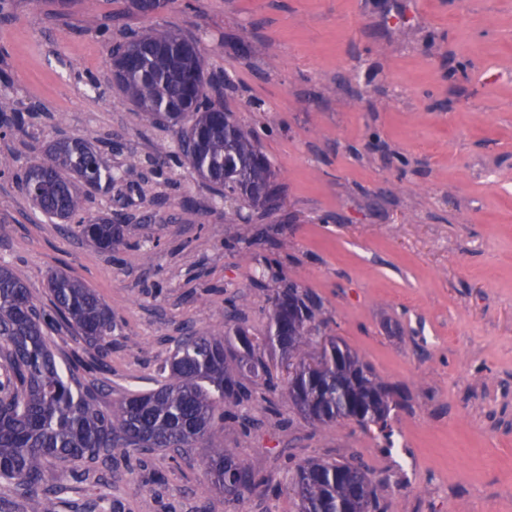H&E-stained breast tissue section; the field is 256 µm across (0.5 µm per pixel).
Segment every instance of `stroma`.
<instances>
[{"label": "stroma", "instance_id": "stroma-1", "mask_svg": "<svg viewBox=\"0 0 512 512\" xmlns=\"http://www.w3.org/2000/svg\"><path fill=\"white\" fill-rule=\"evenodd\" d=\"M0 95L32 113L0 132V263L51 309L50 271L112 310L107 356L47 331L59 357L103 358L104 406L153 387L186 328L210 330L235 300L265 342L280 280L321 299L326 332L411 392L390 419L394 447L352 421L320 426L282 406L285 427L216 437L267 481L225 501L202 449L119 450L112 467L47 462L57 512H298L291 463L352 460L385 512H512V0H169L154 17L91 30L82 0H9ZM153 25L195 35L224 77V109L258 133L281 188L267 216L226 204L190 169L147 163L174 128L114 85L111 40ZM80 136L115 179L84 202L126 242L101 251L45 216L15 170ZM271 230L283 265L261 277Z\"/></svg>", "mask_w": 512, "mask_h": 512}]
</instances>
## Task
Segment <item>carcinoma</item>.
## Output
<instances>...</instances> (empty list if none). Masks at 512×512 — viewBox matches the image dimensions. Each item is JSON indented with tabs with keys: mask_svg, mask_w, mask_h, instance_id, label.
I'll return each mask as SVG.
<instances>
[{
	"mask_svg": "<svg viewBox=\"0 0 512 512\" xmlns=\"http://www.w3.org/2000/svg\"><path fill=\"white\" fill-rule=\"evenodd\" d=\"M167 0H131V8L151 16ZM89 23L103 34L112 24L99 18L96 0H86ZM109 63L117 84L139 111L154 121L179 127L178 151L156 146L154 168L187 164L219 197L229 196L267 214L277 209L279 187L252 127L224 111L208 93L198 42L175 30L149 28L112 45ZM14 101L0 96V125L12 120ZM113 182L95 146L73 137L51 143L43 158L25 169L22 187L50 218L75 220L80 191ZM72 232L102 251L124 239V225L112 215L76 220ZM53 312L35 303L26 282L0 266V480L15 484L29 512H55L41 490L42 463L49 459L108 465L117 448L176 453L203 447L202 462L211 485L231 499L255 492L263 480L246 462L214 439L218 418L239 419L240 407L261 400L267 418L285 424L280 399L322 426L354 421L388 428L392 410L407 406L398 385L375 375L359 355L333 339L313 358L309 348L320 332L321 304L290 281L270 298L268 340L296 361L286 380L276 381L260 345L251 340L236 312L227 311L208 333L187 332L160 367V380L128 392L117 404L98 403L104 382L81 381L77 372L97 370L75 355L64 375L48 345L45 329L64 325L99 351L112 335V311L98 293L63 272L48 279ZM264 378L267 394L256 396L254 379ZM290 488L299 512H384L371 473L357 463L308 459L295 464Z\"/></svg>",
	"mask_w": 512,
	"mask_h": 512,
	"instance_id": "obj_1",
	"label": "carcinoma"
}]
</instances>
